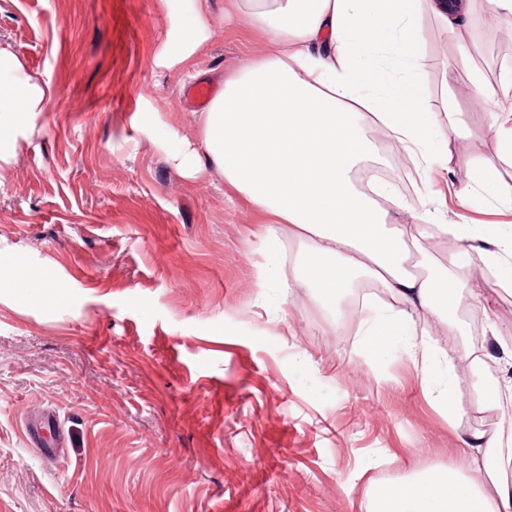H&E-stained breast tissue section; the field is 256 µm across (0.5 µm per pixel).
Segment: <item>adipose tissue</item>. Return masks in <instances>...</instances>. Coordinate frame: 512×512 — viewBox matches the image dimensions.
I'll return each mask as SVG.
<instances>
[{
	"instance_id": "1",
	"label": "adipose tissue",
	"mask_w": 512,
	"mask_h": 512,
	"mask_svg": "<svg viewBox=\"0 0 512 512\" xmlns=\"http://www.w3.org/2000/svg\"><path fill=\"white\" fill-rule=\"evenodd\" d=\"M173 39L154 57L157 67L180 70L207 42L214 17L207 0H165ZM231 10L265 35L250 64L225 78L221 93L200 118L203 150L183 146L172 161L195 176L206 168L222 172L224 183L266 217L262 244L276 253L281 233L305 250L290 262L263 267L264 282L304 289L335 308L356 274L378 283L387 300L367 305L360 334L367 353L387 355L401 343L429 385L433 401L455 414V350L419 339L415 316L440 325L460 306L459 289L447 274L407 270V237L426 242L436 233L456 241L471 237L464 224H439L427 215L413 232L399 226L406 208L388 185L373 180L360 191L352 172L369 160L371 131L383 128L427 171L436 144L465 139L455 110L436 118L422 81L417 48L420 20L430 14L448 23L440 0H232ZM512 93V75L498 83L472 72L470 97L482 98L499 158L512 162V113L494 111ZM53 94L31 79L0 84V162L10 137L34 126ZM460 197L475 205L497 201L512 206V185L496 169L479 165ZM8 298L65 303L60 285L42 268L11 253ZM512 463V438L476 432L458 456L443 466L413 460L406 477L371 481L366 512H512V482L485 486L491 460Z\"/></svg>"
}]
</instances>
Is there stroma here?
Masks as SVG:
<instances>
[{
    "instance_id": "35a3bbf8",
    "label": "stroma",
    "mask_w": 512,
    "mask_h": 512,
    "mask_svg": "<svg viewBox=\"0 0 512 512\" xmlns=\"http://www.w3.org/2000/svg\"><path fill=\"white\" fill-rule=\"evenodd\" d=\"M208 0L210 39L182 71L156 67L171 32L165 0H0V44L47 82L34 130L14 134L0 167V249L61 276L63 307L0 300V512H361L369 480L404 474L413 456L447 463L467 434L499 432L495 376L459 390L456 419L432 400L401 349L368 357L357 323L299 288L262 287L264 216L228 202L224 177L170 161L199 143L193 83L217 86L262 48V32ZM501 20L474 0L455 32L424 19L430 103L462 104L464 146L447 169L412 177L403 224L421 221L430 186L453 193L444 224L512 225V210L459 199L475 164L496 159L484 113L465 105L475 55L490 80L512 71ZM484 235L454 279L493 309L484 340L512 365V287L476 274ZM38 442L27 430L46 418Z\"/></svg>"
}]
</instances>
